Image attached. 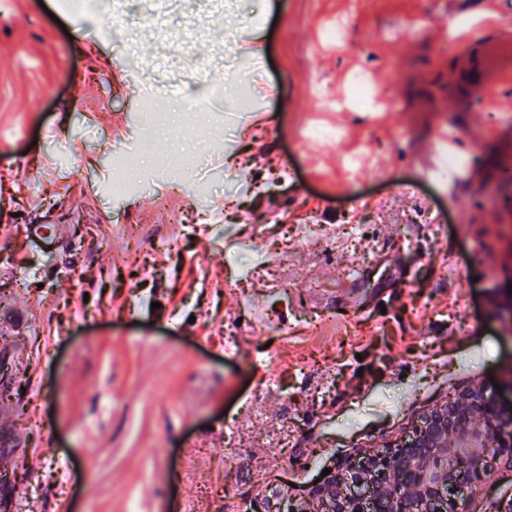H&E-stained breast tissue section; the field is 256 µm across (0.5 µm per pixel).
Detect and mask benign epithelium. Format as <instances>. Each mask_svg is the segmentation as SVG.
<instances>
[{
	"label": "benign epithelium",
	"mask_w": 512,
	"mask_h": 512,
	"mask_svg": "<svg viewBox=\"0 0 512 512\" xmlns=\"http://www.w3.org/2000/svg\"><path fill=\"white\" fill-rule=\"evenodd\" d=\"M495 291L500 317L512 324V291ZM477 415L486 427L500 422L486 391L473 386L431 410L405 445L333 475L314 493L317 512H463L460 480L486 474L491 456L512 461V438L486 443L473 423Z\"/></svg>",
	"instance_id": "benign-epithelium-1"
}]
</instances>
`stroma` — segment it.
<instances>
[{
  "mask_svg": "<svg viewBox=\"0 0 512 512\" xmlns=\"http://www.w3.org/2000/svg\"><path fill=\"white\" fill-rule=\"evenodd\" d=\"M67 2L0 0V512H309L323 469L400 444L455 393L512 403L493 293L512 281V75L488 111H448L466 96L459 47L433 36L448 0H233L222 24L257 53L204 77L247 101L160 124L120 77L156 56ZM358 70L386 106L340 107ZM316 118L344 135L310 136ZM441 126L479 196L427 180ZM46 215L53 249L23 232ZM511 502L499 460L466 508Z\"/></svg>",
  "mask_w": 512,
  "mask_h": 512,
  "instance_id": "35a3bbf8",
  "label": "stroma"
}]
</instances>
